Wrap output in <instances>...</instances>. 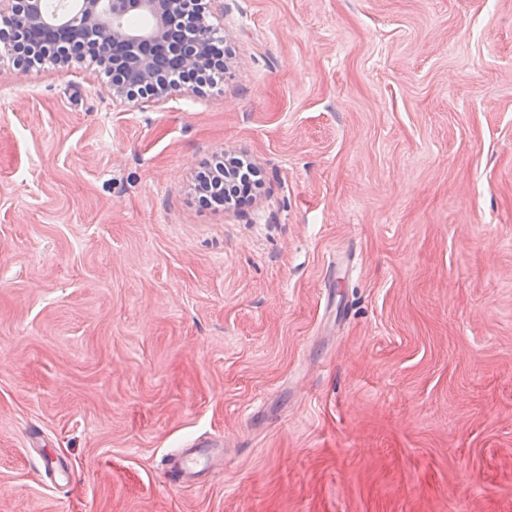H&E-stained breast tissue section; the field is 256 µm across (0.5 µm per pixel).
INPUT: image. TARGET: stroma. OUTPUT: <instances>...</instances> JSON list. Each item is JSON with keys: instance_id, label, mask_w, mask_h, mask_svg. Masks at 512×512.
Returning <instances> with one entry per match:
<instances>
[{"instance_id": "1", "label": "stroma", "mask_w": 512, "mask_h": 512, "mask_svg": "<svg viewBox=\"0 0 512 512\" xmlns=\"http://www.w3.org/2000/svg\"><path fill=\"white\" fill-rule=\"evenodd\" d=\"M208 11L160 104L0 57V512H512V0ZM222 161L224 164V175L225 171H233L236 174L235 181L227 185L228 191L245 196L252 188H260V172L250 159L243 155L231 156L224 154V160ZM222 161L217 162L214 168L206 172H201L198 176V181L201 183H209L212 176L217 174ZM222 438L206 441H194L191 448L180 449L168 458L166 477L171 485H190L202 474L210 470L215 461L211 448L222 446Z\"/></svg>"}]
</instances>
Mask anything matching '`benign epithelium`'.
Masks as SVG:
<instances>
[{"mask_svg": "<svg viewBox=\"0 0 512 512\" xmlns=\"http://www.w3.org/2000/svg\"><path fill=\"white\" fill-rule=\"evenodd\" d=\"M202 0H69L56 12L46 0H0V56L25 67L44 57L63 69L74 59L75 43L93 48L105 41L109 50L95 59L107 73L118 72L121 60L137 59L135 81L112 79V98L136 96L164 102L197 93L199 77L215 66L213 41L217 30Z\"/></svg>", "mask_w": 512, "mask_h": 512, "instance_id": "obj_1", "label": "benign epithelium"}]
</instances>
